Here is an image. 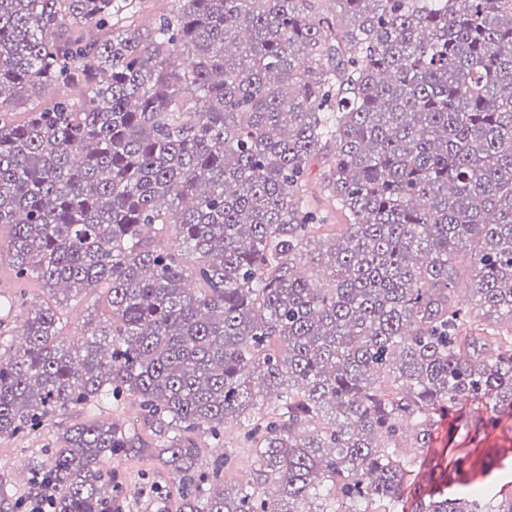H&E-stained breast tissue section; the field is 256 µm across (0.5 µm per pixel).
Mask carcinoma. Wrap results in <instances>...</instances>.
Listing matches in <instances>:
<instances>
[{
    "mask_svg": "<svg viewBox=\"0 0 512 512\" xmlns=\"http://www.w3.org/2000/svg\"><path fill=\"white\" fill-rule=\"evenodd\" d=\"M133 2L0 0V257L112 308L65 345L17 297L0 437L134 394L179 512H512L433 447L512 417V0H172L146 31ZM317 156L349 223L315 254ZM228 419L246 485L200 465ZM135 450L75 424L0 512H105Z\"/></svg>",
    "mask_w": 512,
    "mask_h": 512,
    "instance_id": "obj_1",
    "label": "carcinoma"
}]
</instances>
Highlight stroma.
I'll list each match as a JSON object with an SVG mask.
<instances>
[{"label": "stroma", "instance_id": "stroma-1", "mask_svg": "<svg viewBox=\"0 0 512 512\" xmlns=\"http://www.w3.org/2000/svg\"><path fill=\"white\" fill-rule=\"evenodd\" d=\"M106 285L87 290L71 298L61 315L60 338L69 343L84 333L88 318L108 321L112 312L107 302ZM91 420H105L127 426L134 431L144 444L141 453L120 455L104 463V471L110 472L115 484L121 490L112 502L114 512H179V491L167 469L150 454L156 435L145 420L137 400L126 396L119 403L103 400L87 408H75L67 414L48 421L38 431L24 438H0V482L13 488H23V474L14 467L16 459H28L30 455L44 448L52 447L56 438L65 428ZM201 458L210 461L215 455L229 452L234 457L233 466L227 477L235 483H247L253 479V461L242 442V431L238 422L224 427L221 443L208 438L199 441Z\"/></svg>", "mask_w": 512, "mask_h": 512}]
</instances>
